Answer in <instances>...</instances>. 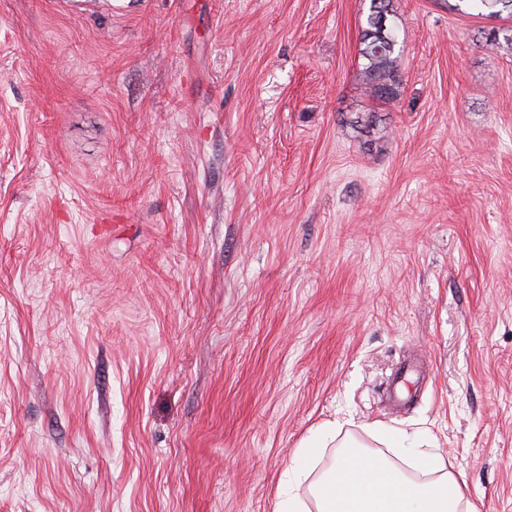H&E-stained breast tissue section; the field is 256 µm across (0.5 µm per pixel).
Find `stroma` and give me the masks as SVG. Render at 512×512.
<instances>
[{"label":"stroma","mask_w":512,"mask_h":512,"mask_svg":"<svg viewBox=\"0 0 512 512\" xmlns=\"http://www.w3.org/2000/svg\"><path fill=\"white\" fill-rule=\"evenodd\" d=\"M0 0V512H274L325 422L512 512V21ZM391 0H370L366 25L361 31V76L364 91L370 97L389 102L397 97L401 85L400 49L397 25L387 26L393 14Z\"/></svg>","instance_id":"1"}]
</instances>
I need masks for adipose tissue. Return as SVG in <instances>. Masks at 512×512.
<instances>
[{"label":"adipose tissue","mask_w":512,"mask_h":512,"mask_svg":"<svg viewBox=\"0 0 512 512\" xmlns=\"http://www.w3.org/2000/svg\"><path fill=\"white\" fill-rule=\"evenodd\" d=\"M341 429L339 422L326 423L321 436L301 450L300 457L306 460L329 442L340 443L332 465L310 488L314 506L300 497L302 477L297 474L280 490L275 512H475L441 455L414 452L403 436L379 430V439L397 449L412 467L408 475L385 456L354 440L340 439Z\"/></svg>","instance_id":"obj_1"}]
</instances>
